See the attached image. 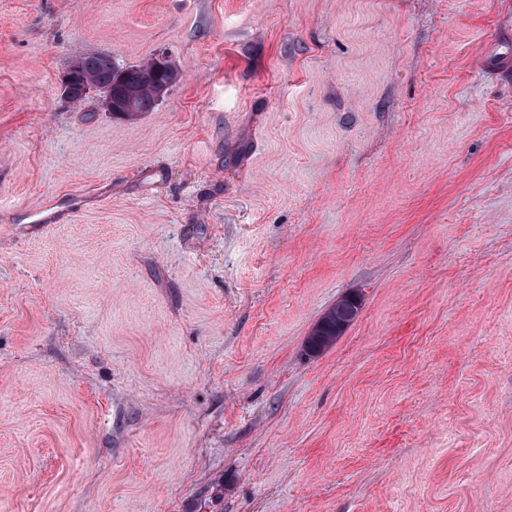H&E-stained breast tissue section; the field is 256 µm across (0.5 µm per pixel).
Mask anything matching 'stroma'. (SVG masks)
<instances>
[{
  "mask_svg": "<svg viewBox=\"0 0 512 512\" xmlns=\"http://www.w3.org/2000/svg\"><path fill=\"white\" fill-rule=\"evenodd\" d=\"M162 50L154 111L60 95ZM510 50L512 0H0V512H512ZM349 296L351 301H347ZM349 296L344 295L336 301L338 305H342L344 301H347L338 310V316L342 322L341 326L336 325V304L327 309L320 317V319L314 324V326L320 325V328L323 331L322 333L318 334L311 330L307 336L305 347H307L306 349H308L307 351L309 353L317 355L332 347L336 340L342 335L344 330L356 319L360 311V302L356 295L349 294ZM313 336H332V339L330 343H324L322 340L314 339Z\"/></svg>",
  "mask_w": 512,
  "mask_h": 512,
  "instance_id": "1",
  "label": "stroma"
}]
</instances>
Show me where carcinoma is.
<instances>
[{"mask_svg":"<svg viewBox=\"0 0 512 512\" xmlns=\"http://www.w3.org/2000/svg\"><path fill=\"white\" fill-rule=\"evenodd\" d=\"M178 79V72L170 69L157 73L153 60L143 63L120 67H108L98 58L87 55L83 57L82 71L78 82L69 89V100L72 103L86 99L89 91L101 94L112 93V103L121 104L129 113L154 111L158 100L154 99L156 90H169ZM360 311L357 296L342 307L331 306L327 309L316 325L322 329V335L331 337V342L325 343L315 339L316 332L312 331L306 338L305 347L308 352L317 355L333 346L342 335L348 324L353 322Z\"/></svg>","mask_w":512,"mask_h":512,"instance_id":"obj_1","label":"carcinoma"}]
</instances>
